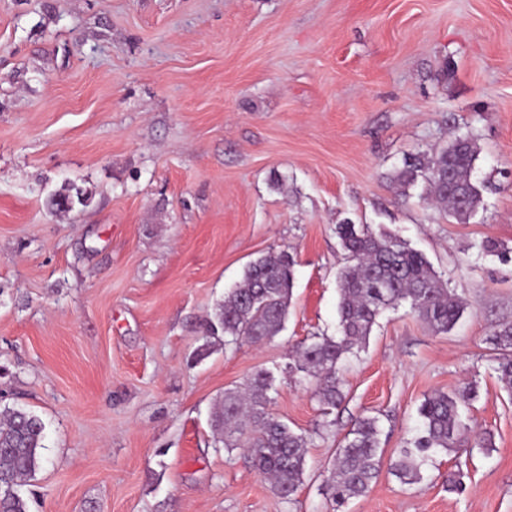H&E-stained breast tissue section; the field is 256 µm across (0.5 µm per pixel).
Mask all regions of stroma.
I'll list each match as a JSON object with an SVG mask.
<instances>
[{"label": "stroma", "mask_w": 512, "mask_h": 512, "mask_svg": "<svg viewBox=\"0 0 512 512\" xmlns=\"http://www.w3.org/2000/svg\"><path fill=\"white\" fill-rule=\"evenodd\" d=\"M458 133L482 194L463 222L394 179ZM73 186L87 206L53 207ZM341 224L422 252L467 310L447 334L386 312L325 416L288 364L336 333ZM489 240L512 248V0H0V410L44 424L30 512H512V395L488 342L512 322V261ZM283 250L284 330L201 353L225 292ZM261 369L307 439L290 502L209 425ZM469 380L464 421L491 448L436 454L420 486L381 470L333 507L358 417H380L388 460L426 396Z\"/></svg>", "instance_id": "1"}]
</instances>
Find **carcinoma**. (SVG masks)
Masks as SVG:
<instances>
[{"label":"carcinoma","mask_w":512,"mask_h":512,"mask_svg":"<svg viewBox=\"0 0 512 512\" xmlns=\"http://www.w3.org/2000/svg\"><path fill=\"white\" fill-rule=\"evenodd\" d=\"M478 146L469 135H457L429 156L405 159L396 180L408 187L420 176L432 201L448 207L465 221L482 202L473 182ZM453 180L454 192L448 191ZM88 196L77 188L60 194L52 205L70 210L86 205ZM347 265L339 274L336 335L311 336L293 347L292 368L312 385L323 413L345 399L340 371L345 359L364 350L378 318L389 310L407 307L435 334L450 332L464 313L460 298L441 281L423 253L387 234H375L366 225L338 226ZM293 258L278 252L251 262L237 288L224 295L205 336L224 337V345L240 346L277 336L284 328L294 287ZM493 361L504 389L512 392V323L496 329L491 338ZM274 376L260 370L240 386L224 391L213 408L215 441L232 451L245 448L259 473L283 500L291 502L303 484L307 439L287 422L270 413ZM477 382L459 389L437 391L418 408L420 434L390 460L389 473L406 485H420L424 467L438 452L460 453L467 448V424L462 404L476 397ZM381 428L376 416L358 418L343 439L328 471L327 487L338 505L365 495L382 466ZM44 424L27 411L0 412V512H28L17 487L34 477L43 461Z\"/></svg>","instance_id":"1"}]
</instances>
